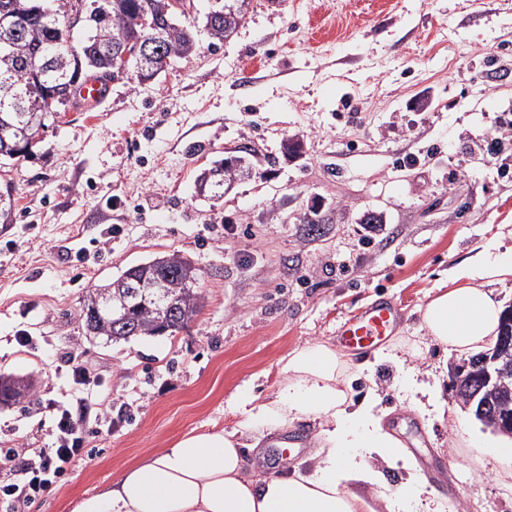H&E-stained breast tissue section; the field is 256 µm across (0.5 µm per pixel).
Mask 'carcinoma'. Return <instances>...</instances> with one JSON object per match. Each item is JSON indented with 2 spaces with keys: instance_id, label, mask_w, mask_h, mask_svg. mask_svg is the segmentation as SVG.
<instances>
[{
  "instance_id": "carcinoma-1",
  "label": "carcinoma",
  "mask_w": 512,
  "mask_h": 512,
  "mask_svg": "<svg viewBox=\"0 0 512 512\" xmlns=\"http://www.w3.org/2000/svg\"><path fill=\"white\" fill-rule=\"evenodd\" d=\"M14 5V10L30 16L28 26L21 30L9 46L0 44V128L11 127L6 140L0 139V162H19L29 153L15 154V147L27 145L35 139L40 128L54 124L51 113H44L42 124L31 122L30 113L22 112L18 105H35L43 99L44 85L31 78L36 66H45L44 79L65 76L83 82L84 73L70 63L74 55H79L83 67L104 72L110 65L106 52L87 53V46L63 45L64 20L60 10L70 0H59L57 9L46 8L37 14V0H0ZM163 0H112L109 19L99 29L97 37L103 48L132 40L141 33V14ZM245 0H224V14L214 24L211 38L224 42L238 30L245 19ZM162 24L164 40L161 44L163 55L170 60H185L194 54L196 44L191 26L166 14L158 16ZM249 171V167L237 166L229 159L220 161L212 169L214 188L219 191ZM14 201L10 188L0 190V223L12 220ZM160 276L165 280L168 299L164 302L147 298L130 315L120 308L122 299L127 296L135 281L120 274L105 284L98 285L89 292L88 298L99 299L104 307L101 316L79 314L86 329L95 336H105L110 341L127 340L132 336H161L173 334L186 328L200 313L203 294L199 284L198 268L192 261L178 254H168L143 263L139 277ZM30 393V385L21 378L0 381V398L18 401Z\"/></svg>"
}]
</instances>
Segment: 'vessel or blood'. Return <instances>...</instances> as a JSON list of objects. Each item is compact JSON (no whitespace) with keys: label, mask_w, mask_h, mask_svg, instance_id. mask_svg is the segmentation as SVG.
Listing matches in <instances>:
<instances>
[{"label":"vessel or blood","mask_w":512,"mask_h":512,"mask_svg":"<svg viewBox=\"0 0 512 512\" xmlns=\"http://www.w3.org/2000/svg\"><path fill=\"white\" fill-rule=\"evenodd\" d=\"M397 322L398 310L395 305L391 301L382 300L342 325L337 331L338 341L342 348L364 354L391 336Z\"/></svg>","instance_id":"vessel-or-blood-1"}]
</instances>
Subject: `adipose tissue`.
Instances as JSON below:
<instances>
[{
    "mask_svg": "<svg viewBox=\"0 0 512 512\" xmlns=\"http://www.w3.org/2000/svg\"><path fill=\"white\" fill-rule=\"evenodd\" d=\"M510 275L512 247H486L459 267L458 287L422 311L430 337L459 352L493 343L502 304L491 285ZM280 362L285 378L264 402L238 393V428L191 431L140 456L82 497L73 512H412L428 482L420 475L399 492L380 491L382 475L371 458L399 454L402 445L373 403L356 406L349 399L344 355L329 344L308 343ZM302 418L318 426L306 471L254 475L245 439L260 442ZM350 480L377 487L375 501L347 488Z\"/></svg>",
    "mask_w": 512,
    "mask_h": 512,
    "instance_id": "obj_1",
    "label": "adipose tissue"
}]
</instances>
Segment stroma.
<instances>
[{
  "label": "stroma",
  "mask_w": 512,
  "mask_h": 512,
  "mask_svg": "<svg viewBox=\"0 0 512 512\" xmlns=\"http://www.w3.org/2000/svg\"><path fill=\"white\" fill-rule=\"evenodd\" d=\"M247 2L233 38L214 45L210 0H193L195 56L146 84L109 83L101 103L42 133L30 159L0 165L16 200L0 224V374L33 382L29 398L0 405V448L30 458L51 447L53 404L84 407L98 430L90 458L23 512H72L144 453L195 428L231 429L238 392L265 399L280 357L335 343L381 299L400 312L388 345L454 401L460 355L430 341L421 310L485 246H512V0ZM286 139L303 141L302 157H281ZM242 146L256 177L199 194L200 175ZM367 212L385 218L369 236ZM173 252L199 270L191 324L120 342L86 332L90 288ZM68 355L89 390L69 380ZM349 361L351 400L379 395L444 496L423 495L417 512H512L496 433L468 414L458 428L420 416L419 390L389 357L369 372Z\"/></svg>",
  "instance_id": "35a3bbf8"
}]
</instances>
